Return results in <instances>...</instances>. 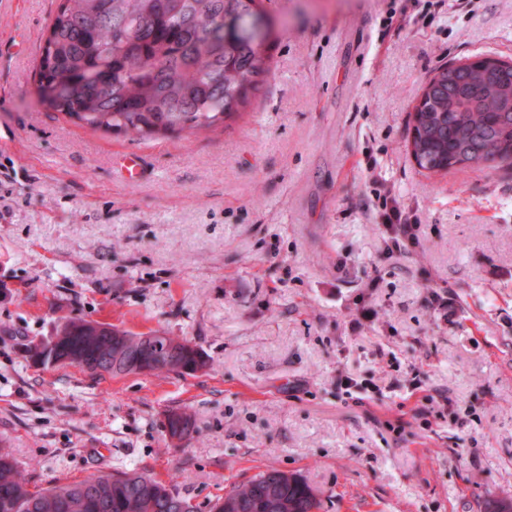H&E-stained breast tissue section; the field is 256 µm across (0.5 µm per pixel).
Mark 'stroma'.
Listing matches in <instances>:
<instances>
[{
  "mask_svg": "<svg viewBox=\"0 0 512 512\" xmlns=\"http://www.w3.org/2000/svg\"><path fill=\"white\" fill-rule=\"evenodd\" d=\"M56 9L0 0V448L31 485L137 468L200 512L272 469L302 474L322 512L512 497V169L430 175L406 148L432 70L512 58V0H263L273 72L244 115L149 141L42 105L14 39L40 43ZM120 154L146 180L122 181ZM379 190L420 226L406 256L384 252ZM62 316L187 337L210 368L32 365L23 344ZM417 370L465 425L415 421ZM341 372L373 375L381 399L345 404ZM176 408L198 429L179 447Z\"/></svg>",
  "mask_w": 512,
  "mask_h": 512,
  "instance_id": "35a3bbf8",
  "label": "stroma"
}]
</instances>
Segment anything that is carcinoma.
I'll return each instance as SVG.
<instances>
[{
	"instance_id": "1",
	"label": "carcinoma",
	"mask_w": 512,
	"mask_h": 512,
	"mask_svg": "<svg viewBox=\"0 0 512 512\" xmlns=\"http://www.w3.org/2000/svg\"><path fill=\"white\" fill-rule=\"evenodd\" d=\"M260 0H59L34 66L41 103L94 131L149 140L195 134L240 116L271 74L266 47L228 37L224 19L247 30ZM450 63L433 71L411 113L408 147L418 167L447 173L487 164L512 168V65ZM39 365H75L112 376L144 370L194 376L205 354L186 337L131 334L65 318ZM165 430L183 443L197 432L173 409ZM316 490L297 473L261 472L218 499L211 512H319ZM0 512H197L171 483L117 470L33 490L0 451ZM480 512H512V497Z\"/></svg>"
}]
</instances>
